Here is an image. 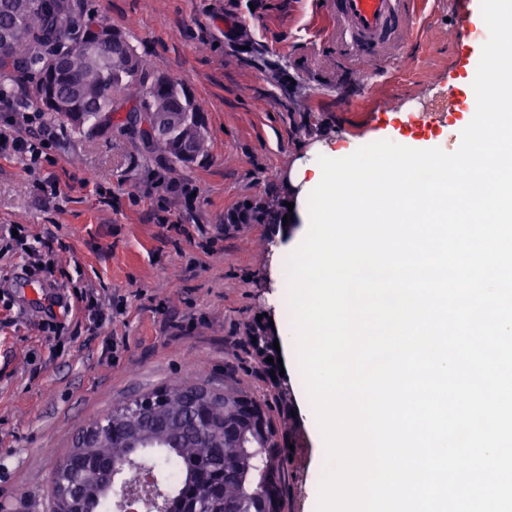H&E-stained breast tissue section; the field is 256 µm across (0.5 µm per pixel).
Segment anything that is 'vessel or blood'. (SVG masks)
I'll return each instance as SVG.
<instances>
[{
	"instance_id": "1",
	"label": "vessel or blood",
	"mask_w": 512,
	"mask_h": 512,
	"mask_svg": "<svg viewBox=\"0 0 512 512\" xmlns=\"http://www.w3.org/2000/svg\"><path fill=\"white\" fill-rule=\"evenodd\" d=\"M429 0H328L336 57L348 76L361 80L362 64L385 73L400 46L421 36V17ZM471 9L456 10L451 19L455 44L471 42Z\"/></svg>"
}]
</instances>
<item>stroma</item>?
<instances>
[{
  "label": "stroma",
  "instance_id": "stroma-1",
  "mask_svg": "<svg viewBox=\"0 0 512 512\" xmlns=\"http://www.w3.org/2000/svg\"><path fill=\"white\" fill-rule=\"evenodd\" d=\"M422 43L404 47L392 73L352 86L326 39L330 19L313 0H89L123 31L154 73L182 80L205 111L208 154L183 167L147 157L129 138L63 129L53 153L57 197L16 159L0 158V227L25 229L33 248H52L54 277L32 257L0 259V512H47L55 469L78 432L135 396L173 382L225 384L268 401L291 402L286 512H318L316 425L297 395L282 399L250 343L257 315L272 313L290 388L302 372L287 343V289L274 277V248L297 227L226 226L250 201L282 207L308 200L297 175L328 148L412 138L453 152L450 131L470 120L467 85L477 63L457 68L441 0ZM239 26L242 36L225 39ZM454 95L438 120L424 102ZM112 190L104 203L96 186ZM196 196L181 194L184 185ZM168 210L159 214L157 202ZM98 292L89 308L77 296ZM64 295L68 308L53 307ZM54 312L62 329L44 333Z\"/></svg>",
  "mask_w": 512,
  "mask_h": 512
}]
</instances>
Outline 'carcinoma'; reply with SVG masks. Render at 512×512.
<instances>
[{
  "label": "carcinoma",
  "instance_id": "obj_1",
  "mask_svg": "<svg viewBox=\"0 0 512 512\" xmlns=\"http://www.w3.org/2000/svg\"><path fill=\"white\" fill-rule=\"evenodd\" d=\"M0 33L11 38L8 56H0V86L20 80L32 102L57 117L74 132L98 133L115 129L141 139L132 116L148 112L158 122V134L143 143L150 153L170 166H182L207 156L204 117L180 81L158 78L125 35L87 8L85 0H0ZM128 109L127 118L119 114ZM164 399L153 416L132 421L126 413L106 415L102 421L112 446L96 449L105 459L121 461L144 454L154 461L155 472L169 490L165 512H186L187 490L205 482L211 473L226 469L222 497L239 500L249 489L250 477L267 467L279 481L288 473V457L274 448L275 459L255 457L242 435L230 448L212 430L224 425L219 400L190 407L183 384L164 387ZM130 440L139 448H125ZM67 481L82 485L84 512H112V500L100 481L83 479L85 458L71 451Z\"/></svg>",
  "mask_w": 512,
  "mask_h": 512
}]
</instances>
